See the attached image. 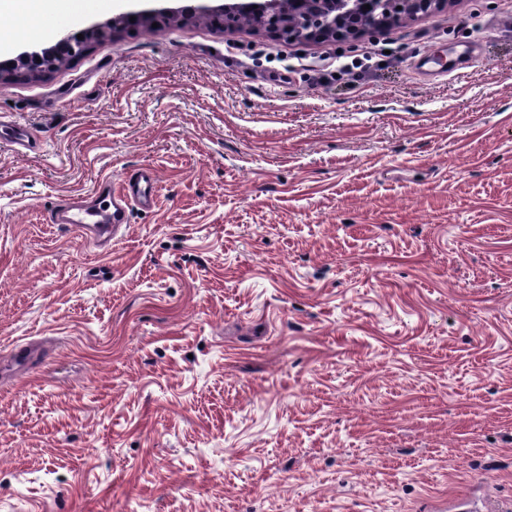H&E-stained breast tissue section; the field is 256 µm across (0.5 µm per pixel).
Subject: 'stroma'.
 Listing matches in <instances>:
<instances>
[{
	"mask_svg": "<svg viewBox=\"0 0 512 512\" xmlns=\"http://www.w3.org/2000/svg\"><path fill=\"white\" fill-rule=\"evenodd\" d=\"M0 120V512H512V0L142 28ZM143 167L111 249L47 222ZM388 1L393 14V23H408L435 10L448 7L451 0H384ZM401 6V9H397Z\"/></svg>",
	"mask_w": 512,
	"mask_h": 512,
	"instance_id": "35a3bbf8",
	"label": "stroma"
}]
</instances>
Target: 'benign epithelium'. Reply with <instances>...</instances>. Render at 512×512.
Here are the masks:
<instances>
[{"instance_id": "benign-epithelium-1", "label": "benign epithelium", "mask_w": 512, "mask_h": 512, "mask_svg": "<svg viewBox=\"0 0 512 512\" xmlns=\"http://www.w3.org/2000/svg\"><path fill=\"white\" fill-rule=\"evenodd\" d=\"M350 2L352 0H330L328 3L318 0L314 4L311 0H293L294 15L305 27L300 34L294 31L288 14L279 9L280 0H225L220 5L203 6L196 13H182L178 9L131 11L113 16L109 24L122 32L159 15L180 22L193 15L199 18L216 15L224 17V32L230 33L238 29L240 15L248 14L254 19V29L290 42L359 38L377 34L386 28L384 24L357 21L352 17ZM449 3L450 0H388L395 24L414 21L424 14L448 7ZM132 17L135 18L133 22L130 21ZM101 30L100 25L89 26L80 31L83 35L81 40L75 32L63 33L53 47L40 52H22L13 61L1 63L0 67L11 70L15 65L24 64L32 76L48 77L55 71L54 58L65 60L83 56L92 49L94 38Z\"/></svg>"}]
</instances>
